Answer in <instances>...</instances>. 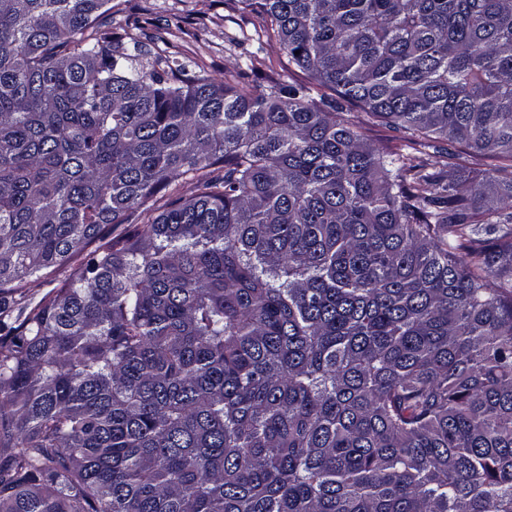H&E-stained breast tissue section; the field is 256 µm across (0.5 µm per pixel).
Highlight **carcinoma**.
Here are the masks:
<instances>
[{
	"mask_svg": "<svg viewBox=\"0 0 512 512\" xmlns=\"http://www.w3.org/2000/svg\"><path fill=\"white\" fill-rule=\"evenodd\" d=\"M244 2L331 94L0 0V512H512V0ZM350 112H354L352 115H358L361 119H364L367 124L364 125L363 131L369 141L377 147L385 146L395 151H401L403 153H410L418 156H423L425 153L432 154L433 152L432 148H424L423 146L413 145L406 142L401 139V137H403L402 133L394 131L381 120L369 119L364 113H357L360 112L357 108H352ZM419 151L423 152V154H420Z\"/></svg>",
	"mask_w": 512,
	"mask_h": 512,
	"instance_id": "obj_1",
	"label": "carcinoma"
}]
</instances>
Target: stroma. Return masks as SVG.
I'll return each instance as SVG.
<instances>
[{"mask_svg":"<svg viewBox=\"0 0 512 512\" xmlns=\"http://www.w3.org/2000/svg\"><path fill=\"white\" fill-rule=\"evenodd\" d=\"M120 12L113 25L127 15L146 10L150 20L138 37L143 52L155 53L153 36L162 33L168 53L189 66L203 67L220 82H237L245 55H252L262 79L288 77L308 82L306 72L289 64L279 42L268 39L260 19L242 0H116Z\"/></svg>","mask_w":512,"mask_h":512,"instance_id":"obj_1","label":"stroma"}]
</instances>
